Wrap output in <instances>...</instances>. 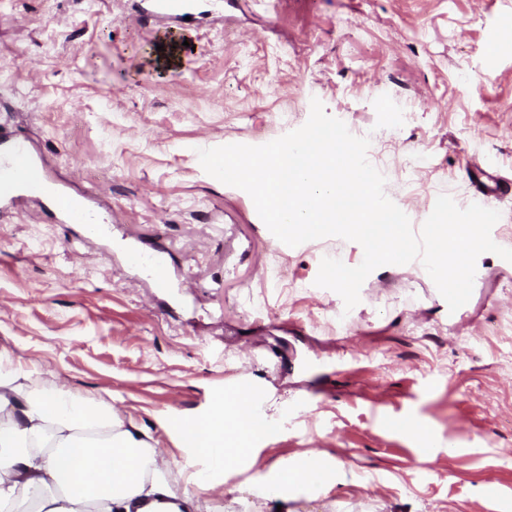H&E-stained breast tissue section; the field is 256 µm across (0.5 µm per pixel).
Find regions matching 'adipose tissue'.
I'll return each mask as SVG.
<instances>
[{
  "label": "adipose tissue",
  "mask_w": 512,
  "mask_h": 512,
  "mask_svg": "<svg viewBox=\"0 0 512 512\" xmlns=\"http://www.w3.org/2000/svg\"><path fill=\"white\" fill-rule=\"evenodd\" d=\"M239 390L217 410L181 423L182 441L215 469H251L259 457L251 442L280 430L273 415L249 408ZM158 459L149 433L119 411L0 364V512H202L199 499L181 497ZM324 458L270 467L278 505L296 489L325 482Z\"/></svg>",
  "instance_id": "ef3b65f1"
}]
</instances>
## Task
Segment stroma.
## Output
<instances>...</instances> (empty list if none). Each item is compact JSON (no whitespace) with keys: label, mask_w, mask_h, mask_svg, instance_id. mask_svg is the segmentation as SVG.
<instances>
[{"label":"stroma","mask_w":512,"mask_h":512,"mask_svg":"<svg viewBox=\"0 0 512 512\" xmlns=\"http://www.w3.org/2000/svg\"><path fill=\"white\" fill-rule=\"evenodd\" d=\"M141 5L0 0V139L102 219L0 209V353L147 428L177 494L222 512L304 455L355 478L293 512H512V262L480 255L453 312L421 261L384 265L345 310L315 279L361 245L283 244L198 157L298 129L316 98L369 137L413 227L439 195L467 207L475 173L512 180V0H201L180 25ZM249 386L282 403L280 433L195 484L176 422ZM394 421L427 425L430 456Z\"/></svg>","instance_id":"1"}]
</instances>
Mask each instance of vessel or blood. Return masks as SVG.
<instances>
[{"label":"vessel or blood","mask_w":512,"mask_h":512,"mask_svg":"<svg viewBox=\"0 0 512 512\" xmlns=\"http://www.w3.org/2000/svg\"><path fill=\"white\" fill-rule=\"evenodd\" d=\"M153 8L162 17L185 18L192 11L187 0H153ZM51 183L42 166L33 158L26 141L14 140L0 160V202L10 203L17 197H45Z\"/></svg>","instance_id":"vessel-or-blood-1"}]
</instances>
